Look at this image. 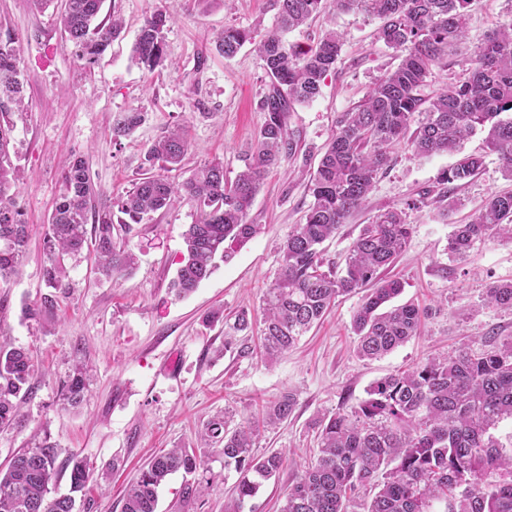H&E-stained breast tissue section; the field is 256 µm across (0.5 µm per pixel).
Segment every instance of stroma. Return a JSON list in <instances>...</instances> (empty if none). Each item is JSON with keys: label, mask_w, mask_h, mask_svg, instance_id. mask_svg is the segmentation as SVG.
I'll return each instance as SVG.
<instances>
[{"label": "stroma", "mask_w": 512, "mask_h": 512, "mask_svg": "<svg viewBox=\"0 0 512 512\" xmlns=\"http://www.w3.org/2000/svg\"><path fill=\"white\" fill-rule=\"evenodd\" d=\"M158 6L171 23L165 62L149 73L135 62L132 48L145 17ZM511 11L512 0H472L469 45H477ZM102 12L118 14L124 31L87 66L77 60L54 9L36 10L30 0H0V32H10L22 46L25 109L12 116L10 153L23 179L11 198L29 226L18 275L0 282L5 301L0 333L30 351L35 371L21 426L0 429V469L30 447L36 432L47 430L62 456L78 455L92 467L77 512H121L126 485L158 452L194 446L211 419L228 414L242 422L290 392L296 399L293 414L263 431L254 448L259 456L274 450L288 455L256 499L258 512H278L302 465L318 451L320 418L353 411L370 384L387 375L463 345L481 349L488 331L512 336V311L485 301L490 283L512 280V242L490 234L474 243L465 261L448 256L454 225L467 222L489 194L512 192V179L497 154L486 151L480 132L464 149L483 154L484 164L456 190L457 206L435 199L406 209L413 233L389 274L403 282L402 300L414 301L425 315L420 335L393 352L374 360L357 354L351 328L361 302L357 294L339 298L273 363L264 361L256 331L225 348L223 321L205 323V314L220 308L231 318L247 309L261 318L263 293L279 274V248L312 200L311 175L337 117L358 105L398 62L376 39L379 20L353 12L319 15L289 32L287 41L307 46L333 28L343 36L341 55L321 94L289 115L297 150L268 174L255 196L249 221L258 232L234 244L231 258L218 262L194 293L175 297L170 283L185 251L183 235L199 216L192 200L177 198L128 234L137 258L128 274L113 281L95 273L89 252L66 256L67 294L53 312L28 320L23 307L47 292L43 235L69 155L86 158L96 191L108 201L141 177L146 147L162 131L182 126L192 147L170 179L183 181L217 156L231 181L266 119L269 79L256 52L247 44L227 58L216 41L228 27L264 35L276 23L275 0H105ZM133 108L145 112L144 123L131 137L113 138L114 115ZM390 156L366 208L325 242L330 266L343 267L360 225L379 210L404 206L424 193L435 198L439 172L457 159L453 153L419 157L403 143ZM78 365L87 369L88 395L73 407L61 393ZM207 455V471L194 476L195 496L182 501L183 477L173 475L159 490L158 512H224L237 475L225 472L221 448L208 449Z\"/></svg>", "instance_id": "1"}]
</instances>
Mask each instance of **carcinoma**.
Instances as JSON below:
<instances>
[{
	"instance_id": "cac0c4a2",
	"label": "carcinoma",
	"mask_w": 512,
	"mask_h": 512,
	"mask_svg": "<svg viewBox=\"0 0 512 512\" xmlns=\"http://www.w3.org/2000/svg\"><path fill=\"white\" fill-rule=\"evenodd\" d=\"M277 22L256 51L272 90L263 103L267 118L256 135L245 166L234 181L224 179V161L214 158L181 182L160 171L177 168L191 148L181 128L168 129L148 146L145 173L134 186L98 201L82 156L62 170L63 191L43 239V269L52 292L24 308L30 320L53 311L68 283L65 256L88 249L98 274L118 279L135 265V254L118 243L114 231L128 232L186 196L200 212L184 234L185 253L172 282L179 296L193 292L211 273L216 258L231 256L232 244L258 230L248 221L254 197L268 172L295 154L288 113L313 101L336 65L341 36L328 30L314 45L287 43L285 34L330 9L358 11L380 21L377 39L401 53L397 67L385 73L352 112L342 113L311 176L312 202L304 221L295 225L280 247V272L262 298L261 343L268 361L293 347L320 322L336 298L364 292L352 319L356 352L376 359L417 335L421 311L412 303L386 304L403 291L385 272L400 257L413 232L404 209L392 207L360 227L342 271L324 269L322 244L366 202L378 175L390 160V148L408 139L414 154L428 157L456 153L459 158L438 176V201L474 177L480 155L465 154L462 142L488 129L486 146L498 155L512 178V13L472 53L467 78L437 94H422L433 68L442 64L451 43L466 40L471 0H276ZM104 0H63L61 31L75 47L78 60L92 64L122 32V22L99 19ZM169 16L155 9L140 27L133 46L137 63L152 73L164 62ZM251 31L227 28L216 48L226 57L252 43ZM20 49L11 34L0 37V282L17 275L27 241V225L11 203L9 190L21 178L10 157L13 124L9 115L23 107L19 75ZM422 119L409 132L415 115ZM144 116L133 109L112 122V135L128 137ZM512 240V194L492 193L466 224L455 225L448 255L466 256L488 232ZM487 304L512 310V281L493 282ZM249 312L241 311L224 331V347L252 330ZM34 371L28 351L0 340V428L19 421L18 408L32 393ZM87 392L85 369L77 367L64 389L76 406ZM295 397L288 392L269 403L262 421L231 429L228 420H213L200 433V447L224 444V469L238 474L235 497L225 512H255L260 488L282 469L286 455L257 456L253 448L260 428L288 420ZM512 420V336L488 337L484 348L462 347L401 373L383 377L351 413L337 412L317 422L319 453L288 489L281 512H512V451L490 433ZM60 450L45 436L17 454L0 470V512H73L75 494L90 479L88 463L75 456L70 493L49 496L58 473ZM207 469L205 454L194 448H170L151 459L126 490L122 512H157L158 490L177 473Z\"/></svg>"
}]
</instances>
